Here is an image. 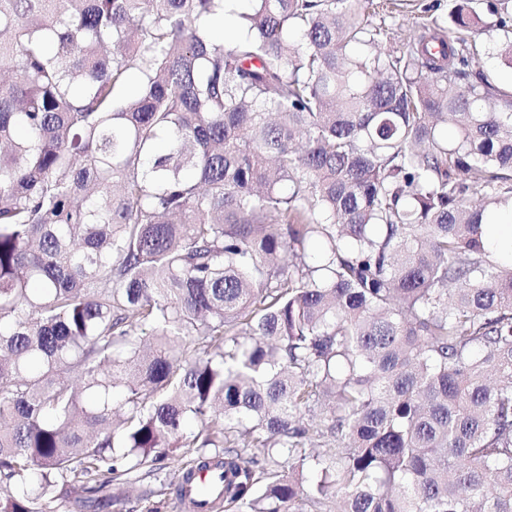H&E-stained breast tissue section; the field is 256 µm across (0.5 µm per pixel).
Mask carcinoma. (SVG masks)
<instances>
[{
  "label": "carcinoma",
  "instance_id": "cac0c4a2",
  "mask_svg": "<svg viewBox=\"0 0 512 512\" xmlns=\"http://www.w3.org/2000/svg\"><path fill=\"white\" fill-rule=\"evenodd\" d=\"M250 2L0 0V512H512V0ZM454 0H405V1H397L396 3H402L401 5L404 8H401V12H397L392 17H385L386 24L389 26H393L395 29V39L391 40L390 43L386 45L387 48L390 46H396L399 43V40L406 37L410 33V28L412 27V22L414 21V16H417L419 12L423 8H429L430 13L435 16L444 17L448 14V12L455 6ZM416 8H418L416 10ZM401 26V28H400ZM399 37V38H398ZM476 69H481L487 74L493 76L502 86L511 88L512 86V68L505 64L504 60L498 55L493 45H485L481 48L478 59L474 63ZM485 244L495 255L512 258V221L510 216L503 218L500 224H487ZM144 487L139 484H110L104 489L103 494L106 495H120L124 501V510H134L133 512H140L143 502L140 501Z\"/></svg>",
  "mask_w": 512,
  "mask_h": 512
}]
</instances>
